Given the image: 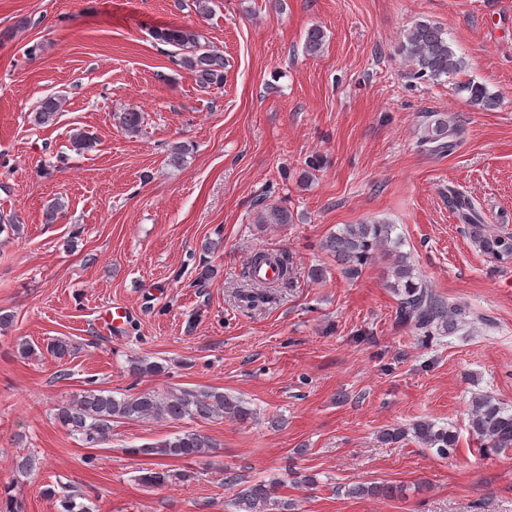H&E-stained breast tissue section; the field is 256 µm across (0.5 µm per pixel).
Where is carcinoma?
Returning a JSON list of instances; mask_svg holds the SVG:
<instances>
[{
  "label": "carcinoma",
  "mask_w": 512,
  "mask_h": 512,
  "mask_svg": "<svg viewBox=\"0 0 512 512\" xmlns=\"http://www.w3.org/2000/svg\"><path fill=\"white\" fill-rule=\"evenodd\" d=\"M153 39L172 47L171 58L175 65L192 73L202 88L224 81V55L201 44L199 33L189 25H169L153 31ZM324 32L319 27L307 30L304 49L309 55L321 52ZM400 51L410 63L413 75L425 81H438L450 77L465 67L463 58L456 55L448 43L444 30L429 21H419L404 35ZM457 92L466 94L467 101L478 110L496 106V99L485 86L467 82L457 86ZM63 99L49 95L40 100L31 113L30 122L42 126L53 122L62 111ZM122 129L128 134L140 132L143 117L134 109L120 117ZM455 130L445 120H437L419 141V147L431 154H445L454 149ZM448 209L464 224L463 232L484 255L497 261L512 260V232L493 229L484 224V216L476 203L465 193L448 188ZM262 224H292L293 212L285 207L265 205L257 214ZM394 225L386 222L345 224L328 237L322 247L336 256L347 278H356L366 263L377 254L388 257V271L393 278L389 288L397 296L395 322L429 339L434 334L451 333L465 323V313L452 306L416 273L410 256L399 251L398 240L392 238ZM269 265L277 269V279H293V260L290 253L258 252L248 261L244 272L245 284L238 290V297L246 306L257 307L271 298L270 282L255 276V270ZM230 418L245 423L255 418V412L236 396L216 389L181 388L160 394L155 391L127 394L116 398L96 388L83 390L78 396L58 406L54 419L70 433L81 436L82 441L93 447L112 437V424L119 419H165L179 422ZM468 431L482 442L484 449L496 451L512 448V411L501 406L493 397L477 394L472 397L468 412ZM426 448H434L441 455L457 446V435L447 427L431 421H418L412 429L388 427L379 434V440L392 444L408 439V434ZM218 443L208 434L194 429L182 430L158 444H144L128 449L132 455H161L176 460L204 457L214 451ZM189 482L194 478L190 471L171 474L168 470L150 471L141 477L149 485L161 486L172 478ZM224 485L236 489L234 506L238 512H293L294 502L280 495L286 486L283 479L253 481L227 470ZM352 496L389 497L390 486L358 485L350 488ZM85 495L70 494L60 501L61 512H92L84 502Z\"/></svg>",
  "instance_id": "1"
}]
</instances>
